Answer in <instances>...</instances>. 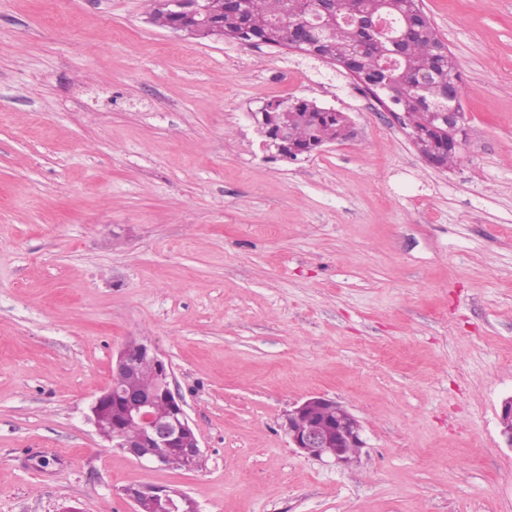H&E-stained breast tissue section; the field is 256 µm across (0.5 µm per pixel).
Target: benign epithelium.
I'll return each instance as SVG.
<instances>
[{
    "label": "benign epithelium",
    "instance_id": "1",
    "mask_svg": "<svg viewBox=\"0 0 512 512\" xmlns=\"http://www.w3.org/2000/svg\"><path fill=\"white\" fill-rule=\"evenodd\" d=\"M170 10L190 20L203 38L218 35L220 25L209 14L207 0H167ZM144 360L154 363L155 374L148 389L120 390L114 380L120 374L134 375ZM172 373L159 358L156 348L141 340L127 343L112 358L111 383L102 389L89 405L87 420L96 434L111 447L119 449L139 463L165 465L161 450H175L192 463L203 452L198 434L190 423L181 397L171 388ZM162 399L167 412L158 415L154 404ZM334 410L333 418L323 424H310L308 415ZM500 436L512 449V396L503 399L499 415ZM129 428L137 430L133 438L125 436ZM285 431L292 447L315 458L331 457L338 463L351 459L353 448L363 446L359 420L336 401L314 395L288 411ZM123 495L141 512L147 503L153 512H201L199 503L190 495L166 486L131 484Z\"/></svg>",
    "mask_w": 512,
    "mask_h": 512
}]
</instances>
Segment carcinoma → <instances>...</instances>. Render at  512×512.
I'll return each mask as SVG.
<instances>
[{"label":"carcinoma","mask_w":512,"mask_h":512,"mask_svg":"<svg viewBox=\"0 0 512 512\" xmlns=\"http://www.w3.org/2000/svg\"><path fill=\"white\" fill-rule=\"evenodd\" d=\"M153 23L179 29L194 38L192 24L168 13L163 0H152ZM320 0H208L210 14L221 25V35L245 45L288 46V21L311 22L307 36L312 49L328 63L352 61L357 85L382 107L399 113L402 126L418 151L437 159L442 168L457 164L461 147L452 144L453 132L435 117L448 111L443 100L446 88L463 91L458 64L448 45L429 19L420 17L418 0H333L336 24L322 25L314 19ZM360 14L380 15L393 32L411 31L404 52L393 54L387 38L341 19ZM274 129H284L288 147L305 149L347 138L342 113L326 116V109L303 98L274 100L264 109Z\"/></svg>","instance_id":"obj_1"}]
</instances>
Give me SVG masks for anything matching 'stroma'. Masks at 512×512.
Instances as JSON below:
<instances>
[{
	"instance_id": "obj_1",
	"label": "stroma",
	"mask_w": 512,
	"mask_h": 512,
	"mask_svg": "<svg viewBox=\"0 0 512 512\" xmlns=\"http://www.w3.org/2000/svg\"><path fill=\"white\" fill-rule=\"evenodd\" d=\"M463 76L429 167L339 67L189 40L149 0H0V512H512V0H423ZM304 97L358 135L295 162L251 113ZM172 370L196 471L107 447L88 406L130 338ZM361 422L296 451L309 396ZM335 409L328 423L310 424L308 415ZM285 431L292 448L315 458L331 457L338 463L349 462L350 448H362V427L359 420L336 401L314 395L288 411ZM176 490L166 486L141 484L127 485L122 489L135 512H140L145 503L150 504L153 512H201L194 498Z\"/></svg>"
}]
</instances>
